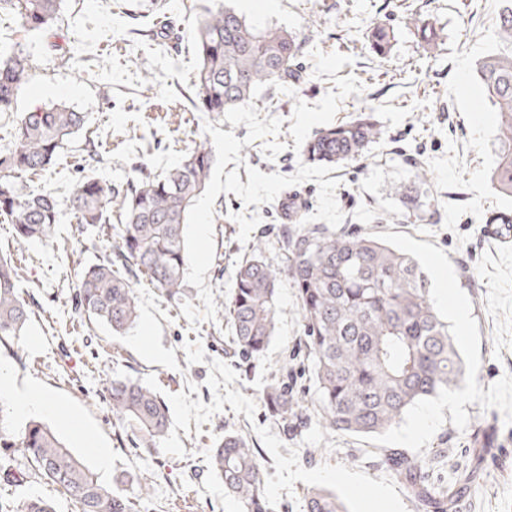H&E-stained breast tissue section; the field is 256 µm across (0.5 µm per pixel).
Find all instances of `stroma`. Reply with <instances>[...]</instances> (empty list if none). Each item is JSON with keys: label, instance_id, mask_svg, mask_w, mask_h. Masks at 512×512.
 Returning <instances> with one entry per match:
<instances>
[{"label": "stroma", "instance_id": "1", "mask_svg": "<svg viewBox=\"0 0 512 512\" xmlns=\"http://www.w3.org/2000/svg\"><path fill=\"white\" fill-rule=\"evenodd\" d=\"M214 0H65L56 38L20 29L0 16V42L22 43L36 69L14 113L0 115V148L13 141L18 114L63 101L88 113L85 130L70 140L47 177L60 199V221L46 238L17 246L12 226L0 217V255L18 269L19 288L31 320L22 336L0 342V368L18 384H31L56 398V409L19 413L0 400V423L21 434L29 421L51 426L99 483L136 499L138 512H239L209 455L226 432L247 437L260 451L270 512H304L310 487L334 489L349 512H365L383 494L393 512H418L402 479L382 460L396 448L419 457L430 482L449 487L461 507L448 512H512V250L490 237L483 215L512 210V197L490 182L496 155L497 117L476 77L477 60L496 40L500 0H224L252 24L277 26L305 37L292 95L267 87L254 101L260 115L281 118L275 158L262 141L242 147L248 168L293 175L302 156L294 150L289 120L295 101L317 103L333 87L315 77L312 49L352 56L340 76H354L363 91L345 98L336 115L348 120L373 111L384 136L365 158L332 171L341 230L368 233L393 243L428 266L436 258L454 270L448 288L469 306L465 333L454 341L467 375L460 399L421 403L392 428L372 436L323 427L312 399L299 400L295 414L270 416L260 391L271 371L294 355L303 331L295 291L282 286L274 337L262 361L245 373L231 349L227 311L191 325L181 306L199 304L198 290L184 285L168 298L145 281H134L138 319L116 334L75 306L81 272L112 254L113 241L94 229L80 230L66 203L82 177L89 153L100 161L95 174L126 185L135 163L156 172L177 163L206 140L205 123L245 138L232 126L191 105L195 63L194 26L201 6ZM394 32L391 52L371 48L376 23ZM447 35L440 50L423 47L422 23ZM70 60L57 61L59 50ZM430 203L429 223L416 222L396 186ZM277 203L244 205L232 193L214 204L215 257L205 275L215 300L228 294L236 265L249 256L260 233H287ZM133 377L154 387L169 411V428L157 450H135L126 428L112 416L105 388ZM432 412L427 431L406 443L402 434ZM109 448L112 464L101 468L95 445ZM148 495H140V485Z\"/></svg>", "mask_w": 512, "mask_h": 512}]
</instances>
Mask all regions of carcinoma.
<instances>
[{
  "label": "carcinoma",
  "mask_w": 512,
  "mask_h": 512,
  "mask_svg": "<svg viewBox=\"0 0 512 512\" xmlns=\"http://www.w3.org/2000/svg\"><path fill=\"white\" fill-rule=\"evenodd\" d=\"M64 0H0V13L45 35L57 34ZM427 48L445 42L442 30L420 28ZM197 60L190 85L192 106L221 114L253 100L259 83L285 84L298 77L295 61L301 41L281 27L259 29L236 10L206 8L196 21ZM496 50L480 58L477 76L497 114L494 188L512 196V0H502ZM393 30L376 25L373 49L390 50ZM35 71L23 48L0 46V114L12 112ZM87 123V113L55 103L24 113L13 143L0 150V216L13 224L14 239L25 244L45 238L57 223L59 203L51 189H32L28 178L46 173L65 141ZM382 136L370 116L317 131L303 147L307 163L333 167L362 157ZM212 156L201 143L162 176L136 165L135 181L125 189L94 175L73 188L70 205L81 226L103 228L109 213L113 256L87 268L76 299L88 316L124 334L138 318L131 277L141 274L161 292L180 294L185 273L184 227L194 200L211 174ZM278 241L279 261L266 260L270 243L259 236L251 257L235 270L225 299L238 354L260 359L274 335L278 294L283 282L295 289L303 321L307 372L325 427L354 435L381 433L399 423L418 404L457 384L464 364L430 297L428 278L409 254L376 236L323 231L300 225ZM16 268L0 257V342L21 335L31 317L16 284ZM112 416L125 423L146 452L166 435L168 407L157 392L137 379H114L106 388ZM267 411L288 419L293 390L284 376L272 374L261 391ZM21 448L30 468L15 464L12 435L0 427V473L19 483L34 475L49 480L80 506L81 512H134V502L107 489L56 434L39 421L29 422ZM383 459L403 475L409 496L423 512H448V492L428 488L421 461L385 451ZM212 469L240 512H268L264 477L256 449L242 436L228 433L213 449ZM305 512H346L336 493L313 487ZM21 512H57L54 503L30 495Z\"/></svg>",
  "instance_id": "1"
}]
</instances>
